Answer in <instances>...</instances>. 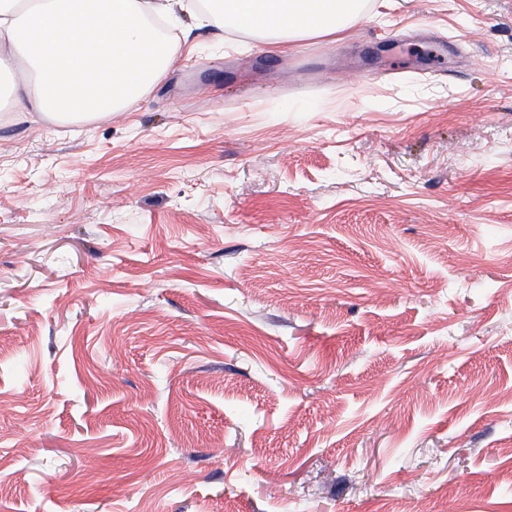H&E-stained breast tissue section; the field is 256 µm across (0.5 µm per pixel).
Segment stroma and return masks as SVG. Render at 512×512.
<instances>
[{
	"mask_svg": "<svg viewBox=\"0 0 512 512\" xmlns=\"http://www.w3.org/2000/svg\"><path fill=\"white\" fill-rule=\"evenodd\" d=\"M363 3L188 6L88 121L0 74V512H512V0ZM224 27L258 28L286 50L306 36H333L360 17V0H220Z\"/></svg>",
	"mask_w": 512,
	"mask_h": 512,
	"instance_id": "stroma-1",
	"label": "stroma"
}]
</instances>
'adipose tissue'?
Listing matches in <instances>:
<instances>
[{
	"mask_svg": "<svg viewBox=\"0 0 512 512\" xmlns=\"http://www.w3.org/2000/svg\"><path fill=\"white\" fill-rule=\"evenodd\" d=\"M0 0V71L26 61L44 115L90 118L130 109L173 59L153 19L173 20L183 0H46L18 15ZM361 0H221L226 27L258 28L292 49L306 36H333L359 18Z\"/></svg>",
	"mask_w": 512,
	"mask_h": 512,
	"instance_id": "adipose-tissue-1",
	"label": "adipose tissue"
}]
</instances>
